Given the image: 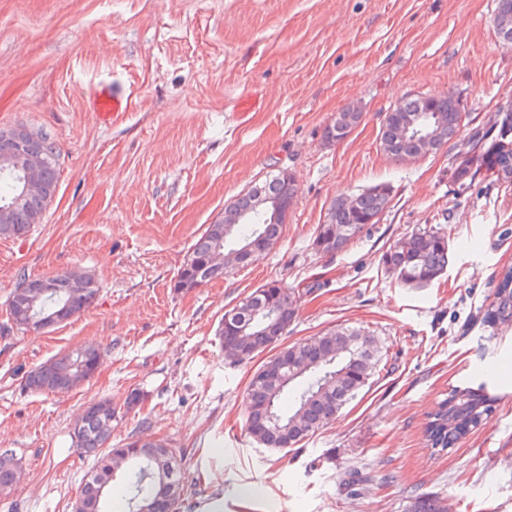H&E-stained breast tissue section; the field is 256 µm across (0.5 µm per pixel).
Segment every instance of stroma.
Returning a JSON list of instances; mask_svg holds the SVG:
<instances>
[{
	"instance_id": "35a3bbf8",
	"label": "stroma",
	"mask_w": 512,
	"mask_h": 512,
	"mask_svg": "<svg viewBox=\"0 0 512 512\" xmlns=\"http://www.w3.org/2000/svg\"><path fill=\"white\" fill-rule=\"evenodd\" d=\"M496 0H0V129L23 125L60 152L58 190L23 239H0V448L22 475L0 512H73L94 465L71 439L87 404L111 399L112 445L166 439L189 456L180 512H512V322L488 317L512 268V182L459 188L457 143L397 160L379 147L405 97L454 95L492 127L512 102V46ZM125 107L102 119L97 104ZM358 108L342 142L323 137ZM288 170L295 205L277 246L202 287L173 282L188 247L267 171ZM378 223L335 254L313 247L339 196L378 183ZM449 232L446 273L399 286L384 252L411 232ZM81 269L96 302L30 336L6 305L22 276ZM275 282L299 293L281 346L355 327L377 372L303 447L282 454L245 431V389L267 360H225V311ZM79 344L102 350L88 382L37 394L25 377ZM488 381L489 417L451 448L427 445L429 415L455 387ZM141 400L127 406L131 392Z\"/></svg>"
}]
</instances>
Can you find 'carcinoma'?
<instances>
[{"label":"carcinoma","instance_id":"cac0c4a2","mask_svg":"<svg viewBox=\"0 0 512 512\" xmlns=\"http://www.w3.org/2000/svg\"><path fill=\"white\" fill-rule=\"evenodd\" d=\"M431 110L429 116L438 132L436 145L442 147L453 141L464 126L469 114L462 111L460 101L452 95L410 98L385 113L380 129V148L391 155L395 151L393 130L397 123L411 116L416 118L423 108ZM32 149L44 148L52 155L43 177L53 190L59 181V151L53 140L38 134V139L28 141ZM454 168V179L462 187L482 171L491 177L512 179V136L501 140L489 149L477 133L467 141V149L459 151ZM17 172H0V211H9L10 223H0V238H16L15 230L32 227L30 217L43 213L47 202L41 198L30 199L22 209L12 210L10 204L19 186ZM266 194L274 198H296L294 181L281 174H271L262 182ZM391 187L377 184L356 194L357 206L344 207L343 197L330 205L326 222L336 228L329 235L324 225H318L314 241H326L321 252L337 253L346 248L369 224L377 223L390 202ZM257 201L251 192L238 196L227 209L234 212L254 213V218L244 224L207 225L189 248L183 264L197 257H212L224 249L247 239H259L265 252L279 242L283 225L267 222V216L256 211ZM450 237L432 227L412 232L391 245L383 254L382 263L395 281L408 288H425L444 274L448 267ZM512 269L506 274L504 285L495 295L491 314L504 321H512ZM274 305H267L261 289L243 298L234 309L249 311L253 322L234 332L219 330L220 340L241 345L247 359L270 349L279 341L276 335L264 333L269 324H275L282 333L288 332L297 310L299 296L290 288H276ZM70 298L68 289L40 297L32 314L48 317L66 305ZM287 368L282 378L261 381L252 376L246 392V428L255 441L268 449L280 450L282 444L292 441L299 444L313 437L324 425L336 417L340 410L368 384L381 360L374 338L359 329L340 327L321 336L295 343L289 347ZM85 357V345H77L57 354L31 370L25 383L35 393H67L72 391L71 376ZM293 395V406L286 412L280 402L284 394ZM491 412V398L485 385L451 389L448 398L439 403L431 413L427 428L428 445L445 449L454 444L470 428L478 425ZM112 415H86L79 431L72 432L74 445L82 453L95 457V463L77 494L91 505V512H112L104 489L117 479L128 480L130 497L128 512H175L184 492L182 466L186 450L176 449L162 440L144 444L129 465L133 470L109 477V454L112 452ZM21 459L9 448H0V493L13 487L15 471ZM410 512H447L438 499H421L413 504Z\"/></svg>","mask_w":512,"mask_h":512}]
</instances>
